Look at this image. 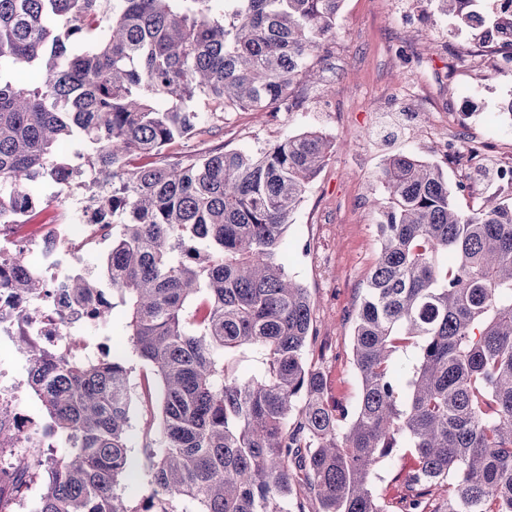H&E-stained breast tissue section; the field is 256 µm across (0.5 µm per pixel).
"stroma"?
Here are the masks:
<instances>
[{
  "instance_id": "stroma-1",
  "label": "stroma",
  "mask_w": 512,
  "mask_h": 512,
  "mask_svg": "<svg viewBox=\"0 0 512 512\" xmlns=\"http://www.w3.org/2000/svg\"><path fill=\"white\" fill-rule=\"evenodd\" d=\"M471 33L440 15L431 0H344L336 38L322 55L323 80L307 90L299 109L219 112L206 99L195 103L206 133L173 143L156 161L186 162L218 150L254 152L305 129L331 136L336 150L307 187L290 219L285 256L288 272L308 288L316 342L308 364L322 371L330 401L354 407L360 396L351 363L350 313L363 294L378 243L375 180L388 154L400 152L438 164L458 206L472 210L490 196L512 197L489 173L512 153V121L503 106L512 100V71H472L457 64ZM477 141L482 160L471 166L446 156L440 139ZM32 228L73 224L89 192L80 184L61 190L39 183ZM0 368L17 385L14 410L44 426L46 418L27 383L28 363L16 345L0 346ZM414 458L409 449L376 467L374 491L387 512H401L400 499Z\"/></svg>"
}]
</instances>
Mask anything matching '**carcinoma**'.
Masks as SVG:
<instances>
[{"mask_svg": "<svg viewBox=\"0 0 512 512\" xmlns=\"http://www.w3.org/2000/svg\"><path fill=\"white\" fill-rule=\"evenodd\" d=\"M343 0H0V224L27 223L31 185L89 175L94 223L109 233L112 293L81 273L75 303L121 306L131 351L63 357L21 336L28 385L67 434L64 455L32 449L20 484L45 473L36 512H384L377 464L409 448V512H512V201L461 210L437 166L390 154L376 224L379 251L352 313L360 383L353 410L327 398L308 365V288L286 269L285 235L336 142L318 130L255 154L225 150L182 164L131 165L193 137L199 97L223 111H290L318 82ZM464 24L501 15L478 0H434ZM63 23H57V20ZM12 68L37 71L16 84ZM74 147L72 164L56 148ZM0 288L39 296L28 252ZM248 346L265 368L226 365ZM414 348L404 375L398 353ZM150 376L135 393L132 360ZM151 493L125 495L131 407Z\"/></svg>", "mask_w": 512, "mask_h": 512, "instance_id": "1", "label": "carcinoma"}]
</instances>
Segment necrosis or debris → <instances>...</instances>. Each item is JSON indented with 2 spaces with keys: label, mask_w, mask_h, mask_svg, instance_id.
Returning a JSON list of instances; mask_svg holds the SVG:
<instances>
[{
  "label": "necrosis or debris",
  "mask_w": 512,
  "mask_h": 512,
  "mask_svg": "<svg viewBox=\"0 0 512 512\" xmlns=\"http://www.w3.org/2000/svg\"><path fill=\"white\" fill-rule=\"evenodd\" d=\"M477 42L498 48L497 56L488 58L475 52L464 54L472 66L512 67V28L508 26L480 29ZM93 209L83 205L80 226L56 225L50 243L38 244L36 238L21 234L6 236L0 242V266L11 255L41 245L43 262L34 273L48 287L45 295L21 298L9 289H0V343L16 342L20 336L40 341L45 347L62 350L63 354L79 356L87 352L86 344L77 340V332L91 319L87 307L71 305L59 289L67 274L77 264L85 244L103 245L105 238L98 225L92 224Z\"/></svg>",
  "instance_id": "obj_1"
}]
</instances>
